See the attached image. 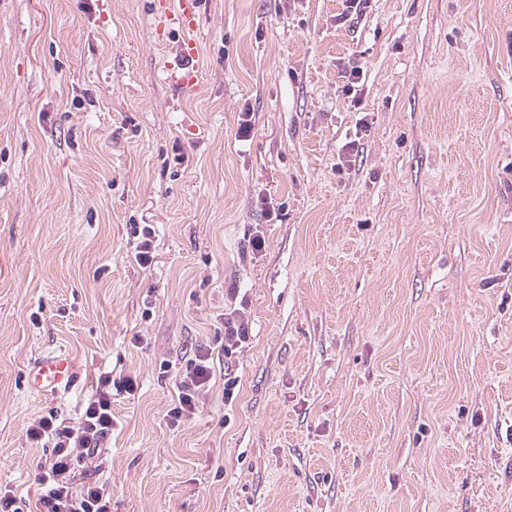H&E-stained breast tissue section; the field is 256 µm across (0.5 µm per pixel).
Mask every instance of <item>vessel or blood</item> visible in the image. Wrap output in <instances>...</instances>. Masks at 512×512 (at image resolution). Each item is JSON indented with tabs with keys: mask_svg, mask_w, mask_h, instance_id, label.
Here are the masks:
<instances>
[{
	"mask_svg": "<svg viewBox=\"0 0 512 512\" xmlns=\"http://www.w3.org/2000/svg\"><path fill=\"white\" fill-rule=\"evenodd\" d=\"M198 0H155V10L167 29L183 33L175 49L173 62L166 65L167 81L183 92L193 91L200 78L197 63L199 45L193 32L196 28ZM78 380V371L72 358L55 352L35 360L28 371V385L49 396L69 391Z\"/></svg>",
	"mask_w": 512,
	"mask_h": 512,
	"instance_id": "vessel-or-blood-1",
	"label": "vessel or blood"
}]
</instances>
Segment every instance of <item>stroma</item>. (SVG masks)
<instances>
[{"label": "stroma", "mask_w": 512, "mask_h": 512, "mask_svg": "<svg viewBox=\"0 0 512 512\" xmlns=\"http://www.w3.org/2000/svg\"><path fill=\"white\" fill-rule=\"evenodd\" d=\"M344 9L200 0L182 93L153 0H0V486L106 374L112 512H512V0ZM234 307L237 398L168 426ZM77 380V366L64 352L50 353L38 358L28 371L29 387L48 396L69 391Z\"/></svg>", "instance_id": "35a3bbf8"}]
</instances>
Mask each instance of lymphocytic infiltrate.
Listing matches in <instances>:
<instances>
[{
  "label": "lymphocytic infiltrate",
  "mask_w": 512,
  "mask_h": 512,
  "mask_svg": "<svg viewBox=\"0 0 512 512\" xmlns=\"http://www.w3.org/2000/svg\"><path fill=\"white\" fill-rule=\"evenodd\" d=\"M213 351L198 349L185 371L175 381V397L167 412L168 423L178 427L194 418L202 392L214 377ZM109 377H99L95 394L84 409L78 426L53 425L47 419L32 421L27 436L35 442L48 441L51 455L38 482L41 486L39 512H112L111 495L99 482L78 483L100 445L112 432V394Z\"/></svg>",
  "instance_id": "1"
}]
</instances>
